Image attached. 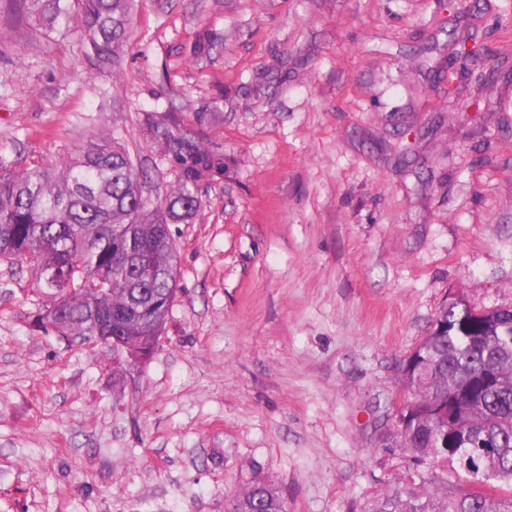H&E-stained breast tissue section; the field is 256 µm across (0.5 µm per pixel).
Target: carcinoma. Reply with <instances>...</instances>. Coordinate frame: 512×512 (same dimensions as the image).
I'll use <instances>...</instances> for the list:
<instances>
[{
    "label": "carcinoma",
    "mask_w": 512,
    "mask_h": 512,
    "mask_svg": "<svg viewBox=\"0 0 512 512\" xmlns=\"http://www.w3.org/2000/svg\"><path fill=\"white\" fill-rule=\"evenodd\" d=\"M134 0H0V7L52 30L79 32L85 59L96 67H121L120 50L132 37ZM448 59L457 70L485 51L478 33L459 38ZM145 123L161 154L177 171L176 185L156 202L144 196L143 174L113 135L89 139L57 162L12 168L0 158V259H24L37 284L53 291L46 318L62 334L97 335L92 313L115 317L113 334L128 351H150L176 287L177 252L169 225L188 222L201 200L198 184L224 176V156L206 149L171 112ZM132 230L148 262L128 268L115 261L116 229ZM79 289L83 303L68 307L64 292ZM409 393L407 422L395 424V447L418 467L409 480L377 495L366 512H512V309L472 315L464 300L445 304L435 324L402 369ZM458 401L453 419L442 413ZM456 458L469 484L445 471H419ZM231 512H287L282 490L256 479L239 491Z\"/></svg>",
    "instance_id": "1"
}]
</instances>
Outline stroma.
<instances>
[{"mask_svg": "<svg viewBox=\"0 0 512 512\" xmlns=\"http://www.w3.org/2000/svg\"><path fill=\"white\" fill-rule=\"evenodd\" d=\"M467 26L499 76L459 112L434 74ZM131 28L115 74L0 16L13 168L111 132L164 198L142 123L168 109L226 163L171 227L145 364L40 323L49 295L0 261V512H227L256 479L288 512H364L408 476L388 401L441 305L512 308V0H134Z\"/></svg>", "mask_w": 512, "mask_h": 512, "instance_id": "35a3bbf8", "label": "stroma"}]
</instances>
